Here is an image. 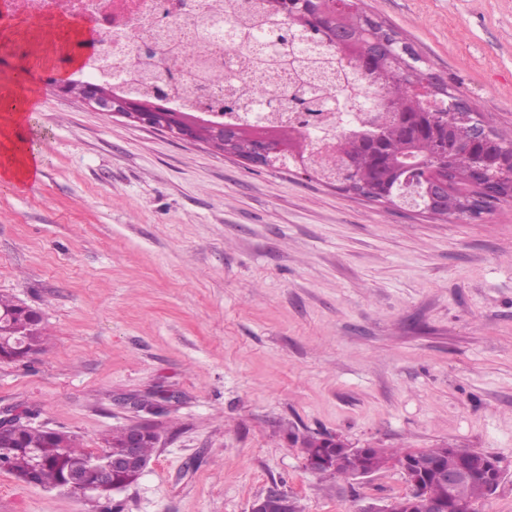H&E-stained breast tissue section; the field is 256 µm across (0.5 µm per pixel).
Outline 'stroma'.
<instances>
[{
  "instance_id": "stroma-1",
  "label": "stroma",
  "mask_w": 512,
  "mask_h": 512,
  "mask_svg": "<svg viewBox=\"0 0 512 512\" xmlns=\"http://www.w3.org/2000/svg\"><path fill=\"white\" fill-rule=\"evenodd\" d=\"M485 121L512 136V0H365ZM40 174L0 185V294L48 341L0 361V412L98 450L151 419L160 442L102 512H357L408 490L352 482L295 436L496 455L478 512H512V201L476 221L368 201L298 165L256 168L34 81ZM0 512H85L0 471Z\"/></svg>"
}]
</instances>
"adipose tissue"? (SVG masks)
<instances>
[{
	"label": "adipose tissue",
	"mask_w": 512,
	"mask_h": 512,
	"mask_svg": "<svg viewBox=\"0 0 512 512\" xmlns=\"http://www.w3.org/2000/svg\"><path fill=\"white\" fill-rule=\"evenodd\" d=\"M34 98L21 90L11 96L9 105L0 112V182L21 186L33 178L40 158L32 151L21 127L27 112L33 111Z\"/></svg>",
	"instance_id": "adipose-tissue-1"
}]
</instances>
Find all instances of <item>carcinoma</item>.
I'll use <instances>...</instances> for the list:
<instances>
[{"label":"carcinoma","mask_w":512,"mask_h":512,"mask_svg":"<svg viewBox=\"0 0 512 512\" xmlns=\"http://www.w3.org/2000/svg\"><path fill=\"white\" fill-rule=\"evenodd\" d=\"M343 6L336 12L329 8L328 0H313L303 6L300 15H289L288 4L283 3L275 9L279 23L273 27L263 24L241 27L229 25L224 30V37L231 43L247 42L260 44L264 52L260 55V66L271 70H284L296 73L301 85L295 87L288 97V103L274 98L271 90L264 84H252L242 89L239 97L230 95L215 103L226 112H290L291 121L272 125L269 123L246 120L239 124L225 125L211 132L209 144L218 151H225L226 140L233 141V149L244 156L255 146L251 130L266 128L270 135L283 142L299 141V150L283 155L279 163L288 161L304 164L318 162L315 171L327 179H332L342 168L345 155L352 148L351 136L376 132L386 148L387 154L404 165L414 162L412 156L426 159L434 166L443 167L445 162L437 155V149L431 142L425 141L416 148L408 146L404 131L398 123L392 108L410 103L416 105L429 117L443 125H454L472 130L488 131L502 149L512 152V140L487 126L483 116L472 108L456 89L441 81L426 65L422 57L411 44L400 38L392 28L384 25L368 13L362 0H338ZM370 30L376 32V39L366 38ZM330 47L338 53L336 62V81L353 85L364 80L374 91V96L358 104L359 111L367 112L375 126H359L336 141V149L315 156L307 153L313 132L306 116L319 115L323 112H348L352 107L351 97H336L316 87L312 77L320 65V49ZM142 77L155 83L153 100L162 101L168 97L165 88L177 86L181 94L191 97L198 93L199 85L183 82V71L179 69V60H169L166 73H157L151 69L142 72ZM473 166L468 152L459 149L454 153L450 164L452 184L470 186ZM353 190L360 193L371 184H386L393 188L391 197L386 200L390 205L415 203L421 209L427 204V198L418 195L414 185L405 187L396 184L397 176L387 170L377 173L372 168L361 169L353 175ZM436 215L452 217L456 220H468L460 209V196L455 190L448 193L440 203ZM47 340L43 319L29 321L24 317V310L18 301L0 295V351L10 354L20 345L35 352L44 348ZM301 441L304 455L307 457L322 453L332 454L344 450L348 445L344 439L332 447L317 446L319 437L294 436ZM407 453H389L383 448H373L371 453L350 451L346 454V463L333 468L322 465L315 473L336 477H356L360 473L374 472L385 467L389 460L405 458ZM100 459L89 453L66 432L34 428L15 419L10 431V438L0 446V460L4 471L20 481L32 474L35 485L45 488L68 489L71 479L83 472L87 466ZM428 463H438L444 468H454L457 454L448 446L421 450L416 458L417 471H426ZM424 493L434 500H448V488L438 476L429 474L424 479ZM487 498L485 481L468 479L460 483L455 490L454 499L470 508Z\"/></svg>","instance_id":"1"}]
</instances>
